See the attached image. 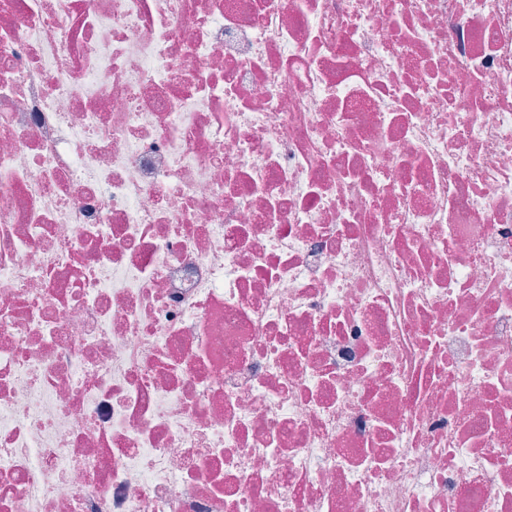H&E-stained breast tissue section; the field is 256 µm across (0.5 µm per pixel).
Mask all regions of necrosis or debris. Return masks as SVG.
Wrapping results in <instances>:
<instances>
[{
  "instance_id": "4bbe7bcc",
  "label": "necrosis or debris",
  "mask_w": 512,
  "mask_h": 512,
  "mask_svg": "<svg viewBox=\"0 0 512 512\" xmlns=\"http://www.w3.org/2000/svg\"><path fill=\"white\" fill-rule=\"evenodd\" d=\"M0 512H512V0H0Z\"/></svg>"
}]
</instances>
